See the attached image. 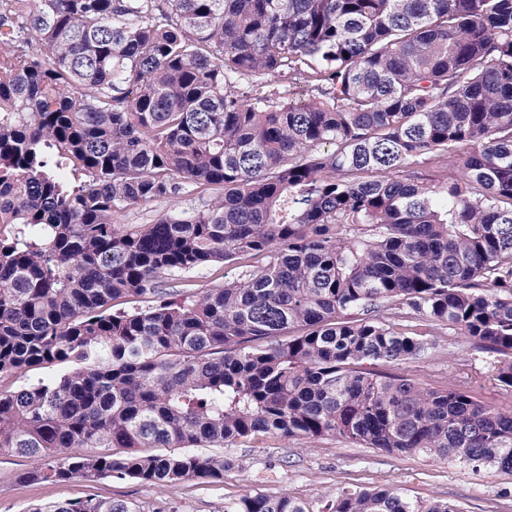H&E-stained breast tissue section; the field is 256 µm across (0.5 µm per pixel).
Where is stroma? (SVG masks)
I'll return each instance as SVG.
<instances>
[{
  "label": "stroma",
  "instance_id": "1",
  "mask_svg": "<svg viewBox=\"0 0 512 512\" xmlns=\"http://www.w3.org/2000/svg\"><path fill=\"white\" fill-rule=\"evenodd\" d=\"M197 195L151 205H134L114 217L115 224L151 223L166 210L201 207ZM493 356L445 332L423 359L399 365L400 373L430 388L448 383L474 389L485 403L512 406V392L492 377ZM228 465L218 482L189 479L174 486L145 485L131 479L104 478L90 484L24 483L20 472L39 467L40 459L0 454V512H30L48 502L75 501L88 493L137 505L140 512H224L246 494H288L321 512L342 489L396 487L420 500H444L464 512H512V476L467 468L425 455L390 456L375 448L334 438L256 437L225 448Z\"/></svg>",
  "mask_w": 512,
  "mask_h": 512
}]
</instances>
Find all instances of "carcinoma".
Masks as SVG:
<instances>
[{"instance_id": "obj_1", "label": "carcinoma", "mask_w": 512, "mask_h": 512, "mask_svg": "<svg viewBox=\"0 0 512 512\" xmlns=\"http://www.w3.org/2000/svg\"><path fill=\"white\" fill-rule=\"evenodd\" d=\"M131 295L157 302L109 311ZM445 328L512 390V0H0V378L65 367L0 390V454L53 460L19 480H222L189 449L261 433L512 473V408L382 371ZM328 512L462 510L389 488ZM203 201L197 194L186 195L174 200H164L151 205L129 206L114 216L115 224L127 226L131 224H149L159 212L166 210H183L199 208ZM221 270L216 272V267H204L191 271L185 274L184 279L190 286H187V290L190 292L200 293L207 288H213L217 285H223L224 280H229L239 277L245 268H241L240 264L234 265H221Z\"/></svg>"}]
</instances>
